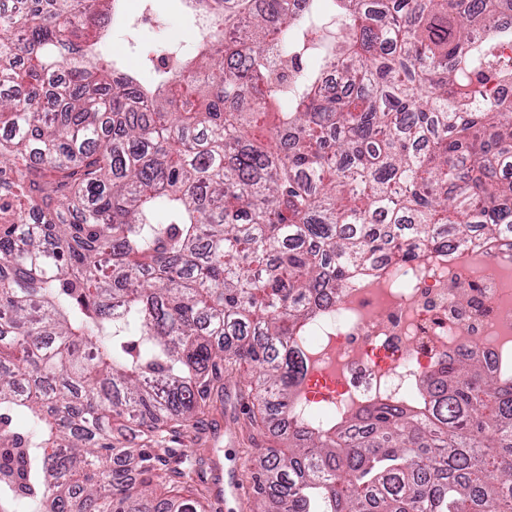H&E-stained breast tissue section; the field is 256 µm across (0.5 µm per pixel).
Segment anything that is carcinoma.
<instances>
[{"label": "carcinoma", "mask_w": 512, "mask_h": 512, "mask_svg": "<svg viewBox=\"0 0 512 512\" xmlns=\"http://www.w3.org/2000/svg\"><path fill=\"white\" fill-rule=\"evenodd\" d=\"M181 2L201 39L141 49L148 77L107 50L122 0L0 11V512H207L150 449L241 361L288 441L255 459L262 512H512V376L475 358L417 410L282 427L292 339L351 273L512 236V102L478 79L512 85V0Z\"/></svg>", "instance_id": "1"}]
</instances>
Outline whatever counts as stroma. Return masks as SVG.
Segmentation results:
<instances>
[{
	"instance_id": "1",
	"label": "stroma",
	"mask_w": 512,
	"mask_h": 512,
	"mask_svg": "<svg viewBox=\"0 0 512 512\" xmlns=\"http://www.w3.org/2000/svg\"><path fill=\"white\" fill-rule=\"evenodd\" d=\"M153 10L158 24L152 28H138L141 43L156 44L166 40L169 30L188 29L187 18L181 15L178 0H154ZM253 369L241 363L234 369L233 379L224 384V415L218 421L202 419L191 432L168 434L166 450L156 464L157 473L170 472L179 461L191 463L195 484L208 497H215L224 486V474L237 467L243 481L241 502L224 503L221 512H260L250 484V465L255 456L274 449H282V442L270 433H262L250 424L253 400L244 392V382Z\"/></svg>"
}]
</instances>
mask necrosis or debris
I'll return each instance as SVG.
<instances>
[{"instance_id": "necrosis-or-debris-1", "label": "necrosis or debris", "mask_w": 512, "mask_h": 512, "mask_svg": "<svg viewBox=\"0 0 512 512\" xmlns=\"http://www.w3.org/2000/svg\"><path fill=\"white\" fill-rule=\"evenodd\" d=\"M301 393L287 419L328 428L377 402L419 400L441 364L477 356L512 374V239L490 236L355 272L295 340Z\"/></svg>"}]
</instances>
